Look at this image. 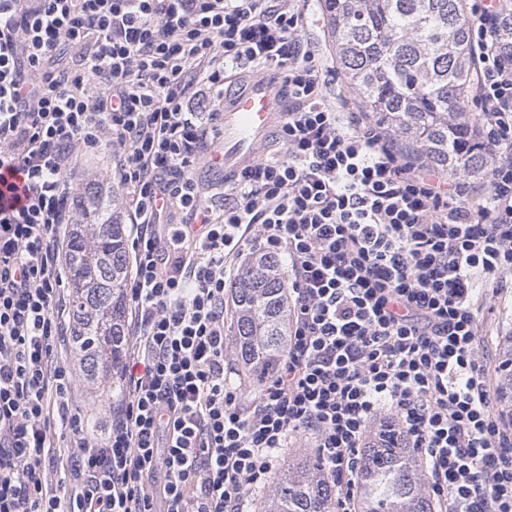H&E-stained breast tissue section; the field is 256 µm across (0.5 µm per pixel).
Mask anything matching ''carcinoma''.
<instances>
[{
	"mask_svg": "<svg viewBox=\"0 0 512 512\" xmlns=\"http://www.w3.org/2000/svg\"><path fill=\"white\" fill-rule=\"evenodd\" d=\"M336 57L365 109L428 163L487 176L478 127L467 112L475 60L467 0H323ZM77 223L65 261L72 286V341L93 385L119 371L127 346L126 228L113 209L118 187L93 176L71 189ZM232 344L241 382L256 385L288 347L289 299L280 260L259 255L232 291ZM499 401L512 414V334L502 338ZM336 488L310 452L288 459L259 498L258 512H336ZM354 512H435L422 463L395 433L376 430L363 449Z\"/></svg>",
	"mask_w": 512,
	"mask_h": 512,
	"instance_id": "carcinoma-1",
	"label": "carcinoma"
}]
</instances>
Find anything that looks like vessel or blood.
<instances>
[{"mask_svg": "<svg viewBox=\"0 0 512 512\" xmlns=\"http://www.w3.org/2000/svg\"><path fill=\"white\" fill-rule=\"evenodd\" d=\"M286 109L285 94L267 72H254L228 90L220 137L207 154V167L230 173L254 162Z\"/></svg>", "mask_w": 512, "mask_h": 512, "instance_id": "obj_1", "label": "vessel or blood"}]
</instances>
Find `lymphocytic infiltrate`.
<instances>
[{
    "label": "lymphocytic infiltrate",
    "instance_id": "obj_1",
    "mask_svg": "<svg viewBox=\"0 0 512 512\" xmlns=\"http://www.w3.org/2000/svg\"><path fill=\"white\" fill-rule=\"evenodd\" d=\"M510 6L471 0L477 184L341 111L302 0H0V512H249L293 437L350 512L384 426L439 512H512V421L480 325L512 284ZM260 70L288 97L277 149L210 203L198 170L221 115L198 104ZM106 143L127 190L129 340L98 436L57 347L65 179ZM257 252L283 263L292 326L249 396L225 376L224 292Z\"/></svg>",
    "mask_w": 512,
    "mask_h": 512
}]
</instances>
